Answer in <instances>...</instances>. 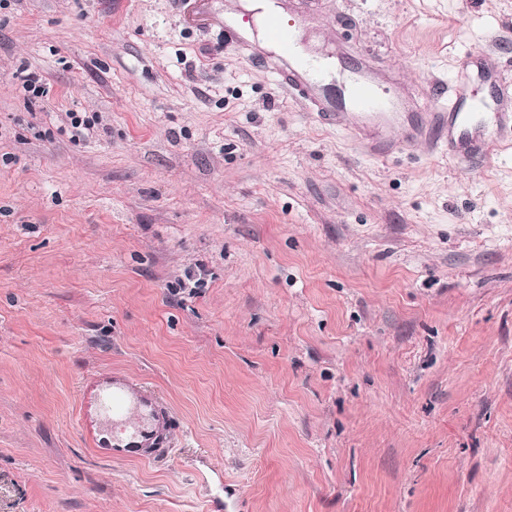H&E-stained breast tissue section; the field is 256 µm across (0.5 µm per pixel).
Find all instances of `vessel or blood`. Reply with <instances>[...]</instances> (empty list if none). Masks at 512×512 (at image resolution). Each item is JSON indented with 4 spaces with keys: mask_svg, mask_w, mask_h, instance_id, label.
Wrapping results in <instances>:
<instances>
[{
    "mask_svg": "<svg viewBox=\"0 0 512 512\" xmlns=\"http://www.w3.org/2000/svg\"><path fill=\"white\" fill-rule=\"evenodd\" d=\"M264 27V41L243 29L235 38L278 85L325 124L347 131L372 157L384 159L421 144L429 153L444 151L470 162L492 153L503 133L512 130V99L504 94L488 101L453 84L443 87L423 112L404 89L387 94L384 86L392 75L351 57L344 45H337L334 55L337 63H351L352 71L341 80L300 53L282 13L268 16Z\"/></svg>",
    "mask_w": 512,
    "mask_h": 512,
    "instance_id": "1",
    "label": "vessel or blood"
}]
</instances>
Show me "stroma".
Returning a JSON list of instances; mask_svg holds the SVG:
<instances>
[{
    "instance_id": "obj_1",
    "label": "stroma",
    "mask_w": 512,
    "mask_h": 512,
    "mask_svg": "<svg viewBox=\"0 0 512 512\" xmlns=\"http://www.w3.org/2000/svg\"><path fill=\"white\" fill-rule=\"evenodd\" d=\"M225 3L0 6V512H512V140L373 158ZM314 9L423 100L512 80V0Z\"/></svg>"
}]
</instances>
